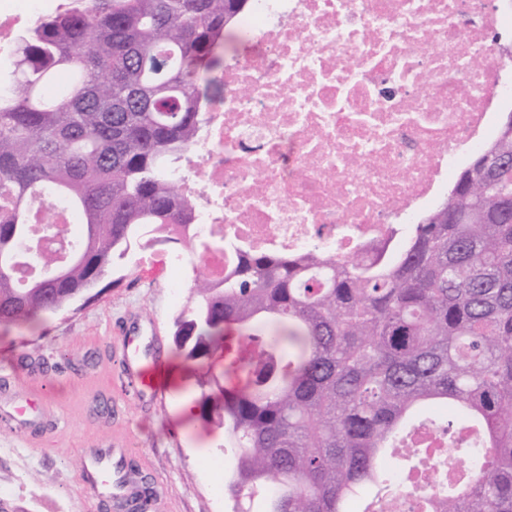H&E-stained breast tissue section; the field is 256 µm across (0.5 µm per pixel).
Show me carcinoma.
I'll return each instance as SVG.
<instances>
[{
    "label": "carcinoma",
    "mask_w": 512,
    "mask_h": 512,
    "mask_svg": "<svg viewBox=\"0 0 512 512\" xmlns=\"http://www.w3.org/2000/svg\"><path fill=\"white\" fill-rule=\"evenodd\" d=\"M250 0H69L19 30L0 84V323L65 310L132 245L191 257L221 247L178 233L192 202L182 162L209 106L226 30ZM67 69L53 99L42 87ZM512 129L478 153L447 199L373 260L242 254L221 279L190 263L174 321L197 367V417L223 430L232 512H387L406 462L420 512H512ZM72 210L81 240L62 254ZM239 337L228 387L218 362ZM480 437L450 455L417 443L436 412ZM477 456L473 469L458 454Z\"/></svg>",
    "instance_id": "obj_1"
}]
</instances>
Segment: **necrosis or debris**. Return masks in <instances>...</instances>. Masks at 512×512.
I'll use <instances>...</instances> for the list:
<instances>
[{
    "instance_id": "obj_1",
    "label": "necrosis or debris",
    "mask_w": 512,
    "mask_h": 512,
    "mask_svg": "<svg viewBox=\"0 0 512 512\" xmlns=\"http://www.w3.org/2000/svg\"><path fill=\"white\" fill-rule=\"evenodd\" d=\"M183 188L219 277L236 251L373 256L448 193L512 102L492 0H252Z\"/></svg>"
}]
</instances>
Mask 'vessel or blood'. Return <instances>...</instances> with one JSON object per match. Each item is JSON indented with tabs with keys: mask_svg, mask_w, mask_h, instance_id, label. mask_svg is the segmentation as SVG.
I'll return each instance as SVG.
<instances>
[{
	"mask_svg": "<svg viewBox=\"0 0 512 512\" xmlns=\"http://www.w3.org/2000/svg\"><path fill=\"white\" fill-rule=\"evenodd\" d=\"M128 383L137 396H157L161 391L157 366H141L139 358L125 354ZM84 480L93 492L111 498L117 512H153L154 502L147 499L142 486L129 467L128 452L122 448H100L84 456Z\"/></svg>",
	"mask_w": 512,
	"mask_h": 512,
	"instance_id": "vessel-or-blood-1",
	"label": "vessel or blood"
}]
</instances>
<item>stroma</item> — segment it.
<instances>
[{"instance_id": "stroma-1", "label": "stroma", "mask_w": 512, "mask_h": 512, "mask_svg": "<svg viewBox=\"0 0 512 512\" xmlns=\"http://www.w3.org/2000/svg\"><path fill=\"white\" fill-rule=\"evenodd\" d=\"M174 248L132 247L111 286L69 311L19 329L0 324V512H103L82 483L81 462L109 443L136 449L155 487V512H231L224 497L222 436L177 409L198 395L177 357L173 320L184 304L168 288ZM143 357L162 354L159 399L130 400L119 357L125 339ZM44 415L15 430L4 414L24 399Z\"/></svg>"}]
</instances>
